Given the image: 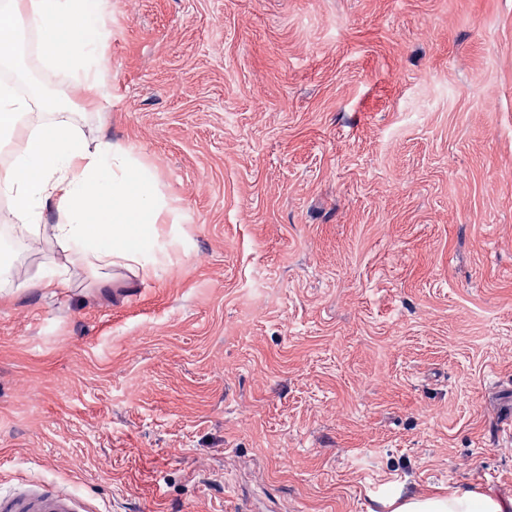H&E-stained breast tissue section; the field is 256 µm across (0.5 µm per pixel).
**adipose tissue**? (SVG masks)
I'll return each instance as SVG.
<instances>
[{"mask_svg":"<svg viewBox=\"0 0 512 512\" xmlns=\"http://www.w3.org/2000/svg\"><path fill=\"white\" fill-rule=\"evenodd\" d=\"M40 32V53L67 71L76 86L97 88L104 71L101 0H24L0 10V46L12 47L20 26ZM0 197L8 199L20 230L48 242L91 271L121 269L148 277L172 233L161 223L165 204L129 150L79 135L69 113L33 126L0 169ZM54 211L47 221L46 211ZM386 512H512V498L478 487L447 493L395 494Z\"/></svg>","mask_w":512,"mask_h":512,"instance_id":"obj_1","label":"adipose tissue"}]
</instances>
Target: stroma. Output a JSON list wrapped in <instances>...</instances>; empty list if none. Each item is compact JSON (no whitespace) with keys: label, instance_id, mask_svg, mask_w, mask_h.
<instances>
[{"label":"stroma","instance_id":"obj_1","mask_svg":"<svg viewBox=\"0 0 512 512\" xmlns=\"http://www.w3.org/2000/svg\"><path fill=\"white\" fill-rule=\"evenodd\" d=\"M99 97L175 222L155 273L0 300V494L72 512L512 497V0H103ZM493 107H486L487 96ZM27 237L0 258L57 263Z\"/></svg>","mask_w":512,"mask_h":512}]
</instances>
